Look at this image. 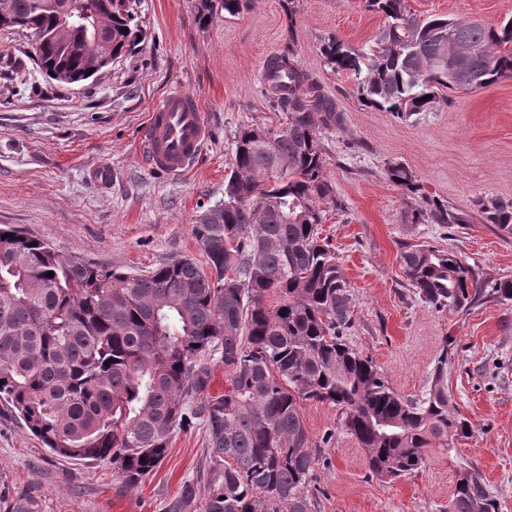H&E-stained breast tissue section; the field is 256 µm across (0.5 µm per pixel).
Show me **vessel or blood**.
I'll return each instance as SVG.
<instances>
[{"label": "vessel or blood", "mask_w": 512, "mask_h": 512, "mask_svg": "<svg viewBox=\"0 0 512 512\" xmlns=\"http://www.w3.org/2000/svg\"><path fill=\"white\" fill-rule=\"evenodd\" d=\"M210 129L196 97L172 87L148 114L140 137V152L153 171L175 176L201 155Z\"/></svg>", "instance_id": "obj_1"}]
</instances>
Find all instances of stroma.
<instances>
[{
  "label": "stroma",
  "instance_id": "35a3bbf8",
  "mask_svg": "<svg viewBox=\"0 0 512 512\" xmlns=\"http://www.w3.org/2000/svg\"><path fill=\"white\" fill-rule=\"evenodd\" d=\"M419 16L488 25L512 17V0H409ZM142 30L135 50L102 75L66 85L29 67L23 80L0 78V226L18 228L62 253L138 274L168 260L206 256L193 226L224 199L234 136L243 125H278L263 97L266 60L294 43L300 67L316 75L343 115L323 139L327 180L339 207L322 229L354 288L344 336L380 367L402 397L422 398L442 347L452 352L448 396L473 424L457 460L429 453L418 472L385 483L338 427L335 408L310 403L305 427L320 442L313 512H446L461 467H476L512 512V302L440 311L417 300L399 262L403 243L452 249L486 279H512V238L475 220L480 196L512 199V78L458 93L439 111L399 120L363 105L352 75L326 64L320 45L371 41L385 18L366 0H282L199 29L191 0H136ZM173 86L196 96L213 129L197 167L162 176L138 155L152 105ZM112 166V184L91 185L87 170ZM391 163L413 174L417 191L386 176ZM436 202L473 217L469 224L410 223L411 210ZM202 425L177 430L161 465L131 488L110 463L78 465L49 452L0 405V512H166L183 486L205 478Z\"/></svg>",
  "mask_w": 512,
  "mask_h": 512
}]
</instances>
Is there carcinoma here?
I'll list each match as a JSON object with an SVG mask.
<instances>
[{"instance_id": "cac0c4a2", "label": "carcinoma", "mask_w": 512, "mask_h": 512, "mask_svg": "<svg viewBox=\"0 0 512 512\" xmlns=\"http://www.w3.org/2000/svg\"><path fill=\"white\" fill-rule=\"evenodd\" d=\"M130 2L0 0V30L30 33L40 70L78 83L135 47ZM367 3L386 18L370 47L334 37L321 45L333 71L354 75L362 102L407 120L451 104V92L512 77V19L501 26L422 19L408 0ZM252 4L192 0V9L205 30ZM460 43L477 53L450 78ZM486 46L494 50L491 64ZM24 68L22 58L0 56V78ZM266 69V99L284 122L235 135L224 201L193 226L206 267L181 257L134 275L0 227V400L50 452L109 462L130 487L159 467L174 431L201 421L210 471L203 512H312L318 444L302 420L308 401L338 409L340 429L386 483L423 468L434 448L456 458L459 441L472 434L448 398V346L425 396L411 401L344 341L354 292L321 237L320 206L334 200L323 136L343 117L319 79L298 65L293 44ZM386 174L415 191L404 165L392 163ZM476 206L482 223L512 236V199L482 197ZM430 218L469 223L438 205ZM400 266L420 301L441 311L512 301V279L487 281L450 249L406 244ZM269 294L278 305L266 304ZM216 355L230 382L218 397L205 395ZM193 394L200 395L194 404L187 401ZM499 507L478 469L459 473L448 512Z\"/></svg>"}]
</instances>
